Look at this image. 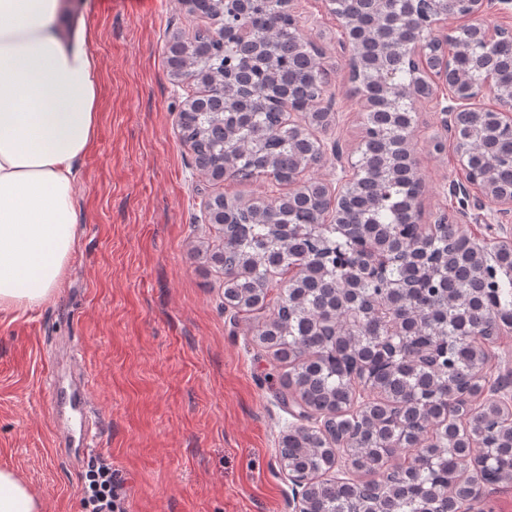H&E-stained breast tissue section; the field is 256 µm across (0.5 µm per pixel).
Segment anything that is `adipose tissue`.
I'll return each mask as SVG.
<instances>
[{"label":"adipose tissue","instance_id":"1","mask_svg":"<svg viewBox=\"0 0 512 512\" xmlns=\"http://www.w3.org/2000/svg\"><path fill=\"white\" fill-rule=\"evenodd\" d=\"M65 0H0V308L60 288L77 244L72 164L95 143L98 62ZM0 512H45L0 468Z\"/></svg>","mask_w":512,"mask_h":512}]
</instances>
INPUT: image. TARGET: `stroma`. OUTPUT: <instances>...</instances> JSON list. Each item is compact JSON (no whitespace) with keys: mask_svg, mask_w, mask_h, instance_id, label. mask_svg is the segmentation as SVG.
<instances>
[{"mask_svg":"<svg viewBox=\"0 0 512 512\" xmlns=\"http://www.w3.org/2000/svg\"><path fill=\"white\" fill-rule=\"evenodd\" d=\"M99 64L97 138L74 164L78 247L57 294L29 309L0 311V467L29 482L45 512H82L88 464L110 463L129 512H294L279 448L298 417L281 402L286 371L255 337L257 320L224 304V274L209 258L223 244L206 210L222 194L268 200L288 186L202 174L179 137L178 114L200 84L173 81L166 46L206 28L183 0H75ZM300 32L323 51L337 121L320 132L341 144L305 179L336 188L360 157L367 112L349 80L348 52L324 0H293ZM433 103L415 104L410 149L422 191L420 221L460 201L455 139ZM482 199L462 232L490 244L512 224L490 223ZM88 372V448L60 445L49 383Z\"/></svg>","mask_w":512,"mask_h":512,"instance_id":"35a3bbf8","label":"stroma"}]
</instances>
